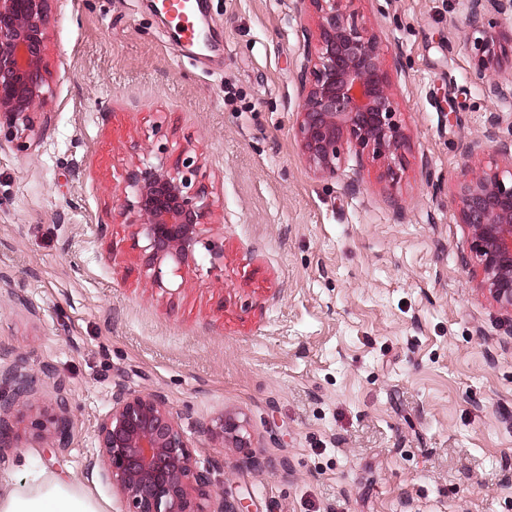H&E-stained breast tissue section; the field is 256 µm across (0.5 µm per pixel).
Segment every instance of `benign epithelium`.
Segmentation results:
<instances>
[{
    "instance_id": "benign-epithelium-1",
    "label": "benign epithelium",
    "mask_w": 512,
    "mask_h": 512,
    "mask_svg": "<svg viewBox=\"0 0 512 512\" xmlns=\"http://www.w3.org/2000/svg\"><path fill=\"white\" fill-rule=\"evenodd\" d=\"M55 0H0V128L24 151L30 148L35 118L52 94L46 59ZM353 0H297V12L312 10L314 29L305 30L304 64L295 135L314 170L336 174L342 151L367 154L381 163L383 176L398 178L408 136L391 93L389 72L376 38L350 9ZM463 42L470 49L487 97L512 98V82L500 75L512 31L498 29L497 16L512 0H465ZM192 160L184 168L164 161L140 162L127 172L130 196L122 214L146 242L152 286L165 287L181 270L207 232L213 200L191 188ZM457 223L470 233L469 255L480 288L512 322V141L493 147L490 164L463 169L455 184ZM50 366L30 372L20 366L0 371V424L29 406ZM55 413L47 420L58 447L68 439L70 403L58 388ZM200 432L234 448L250 447L246 425L219 417ZM98 467L125 503L124 512H250L242 499L208 490L207 473L196 468L185 437L165 396L155 390L112 392L111 408L96 430Z\"/></svg>"
}]
</instances>
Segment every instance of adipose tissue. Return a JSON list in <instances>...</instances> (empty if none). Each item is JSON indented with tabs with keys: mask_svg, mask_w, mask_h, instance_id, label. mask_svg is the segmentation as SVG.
I'll list each match as a JSON object with an SVG mask.
<instances>
[{
	"mask_svg": "<svg viewBox=\"0 0 512 512\" xmlns=\"http://www.w3.org/2000/svg\"><path fill=\"white\" fill-rule=\"evenodd\" d=\"M0 512H104L85 490L54 477L32 491L0 487Z\"/></svg>",
	"mask_w": 512,
	"mask_h": 512,
	"instance_id": "adipose-tissue-1",
	"label": "adipose tissue"
}]
</instances>
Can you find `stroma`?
Listing matches in <instances>:
<instances>
[{"label": "stroma", "mask_w": 512, "mask_h": 512, "mask_svg": "<svg viewBox=\"0 0 512 512\" xmlns=\"http://www.w3.org/2000/svg\"><path fill=\"white\" fill-rule=\"evenodd\" d=\"M406 125L396 181L345 154L314 173L295 138V0H205L210 47L150 0H55L53 96L30 149L0 142V367L51 364L11 418L0 482L37 474L124 504L89 462L116 386L157 390L193 458L252 512H512V322L476 289L456 221L472 139H512L460 32L463 0H354ZM497 115L489 127V115ZM192 158L224 255L164 288L121 214L139 161ZM69 444L39 421L58 388ZM246 422L251 446L199 424Z\"/></svg>", "instance_id": "stroma-1"}]
</instances>
